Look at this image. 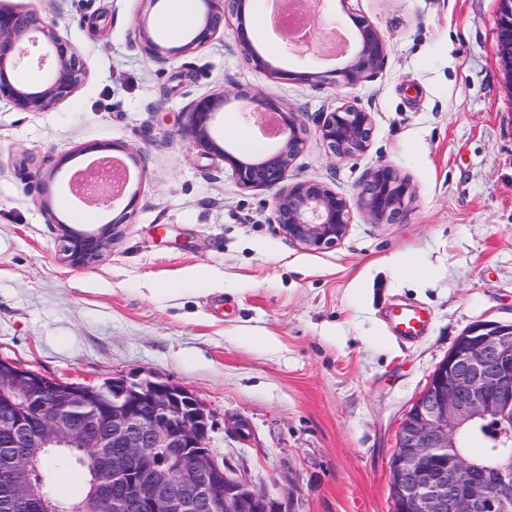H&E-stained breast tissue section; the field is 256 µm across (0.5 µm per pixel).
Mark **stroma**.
Here are the masks:
<instances>
[{
	"instance_id": "stroma-1",
	"label": "stroma",
	"mask_w": 512,
	"mask_h": 512,
	"mask_svg": "<svg viewBox=\"0 0 512 512\" xmlns=\"http://www.w3.org/2000/svg\"><path fill=\"white\" fill-rule=\"evenodd\" d=\"M38 11L86 71L48 112L0 107V357L67 382L116 376L190 390L210 414L219 460L288 512H392L398 432L458 336L512 324V90L503 82L497 0H321L316 27L353 37L354 18L386 42L381 67L351 88L300 80L339 59L289 50L271 25L254 47L293 80L247 61L226 12L223 34L185 54L162 0H0ZM146 21L165 57L133 29ZM258 90L298 112L292 177L355 198L380 164L409 179L406 219L373 224L353 209L348 235L309 251L272 222L274 190L238 186L221 157L190 148L185 111L221 89ZM370 112L369 150L339 159L317 135L345 101ZM250 104L216 117L261 151ZM117 146L129 178L113 206L87 205L75 175ZM113 223L112 249L72 267L60 224ZM432 321L394 337L401 304Z\"/></svg>"
}]
</instances>
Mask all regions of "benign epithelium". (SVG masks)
Returning a JSON list of instances; mask_svg holds the SVG:
<instances>
[{"mask_svg":"<svg viewBox=\"0 0 512 512\" xmlns=\"http://www.w3.org/2000/svg\"><path fill=\"white\" fill-rule=\"evenodd\" d=\"M203 26L179 53L191 52L224 29V0H200ZM247 0H236L239 46L254 68L273 79L292 73L276 68L253 46L247 34ZM358 39L346 64L332 71L336 82L353 87L372 75L384 59L385 42L376 27L357 22ZM497 31L500 70L512 89V0H498ZM144 48L159 56L163 48L148 28L137 24ZM327 42L313 27L292 51L309 54ZM46 50L48 68L42 78L23 84L16 78L27 66V47ZM85 69L73 46L29 10H0V102L24 112H48L70 98ZM246 99L253 114H268L278 123L276 147L247 161L221 145L214 134L218 111L230 98ZM185 136L191 146L217 155L248 190L279 187L273 201V222L288 239L307 250L335 247L349 232V199L324 184L288 182V172L303 140L296 111L261 92L226 91L193 100ZM371 113L347 102L325 113L319 137L338 158L365 153L372 140ZM82 202L103 204L116 197L113 181L96 176L82 191ZM414 196L409 181L390 165L376 167L360 186L356 205L373 224L405 220ZM113 227L78 231L61 225L65 262L84 267L112 248ZM99 387L61 381L0 358V483L8 484L16 503L35 512H59L60 503L35 492L31 479L35 460L31 443L33 409L43 414L37 438L40 447L91 451L95 512H286L284 502L217 460L209 448V413L186 388L169 382L112 378V399L99 400ZM495 422L496 447L512 446V325L482 324L460 336L448 357L434 371L424 393L403 422L390 463L394 512H512V469L486 464L459 451L461 431L475 422Z\"/></svg>","mask_w":512,"mask_h":512,"instance_id":"7a95c632","label":"benign epithelium"}]
</instances>
